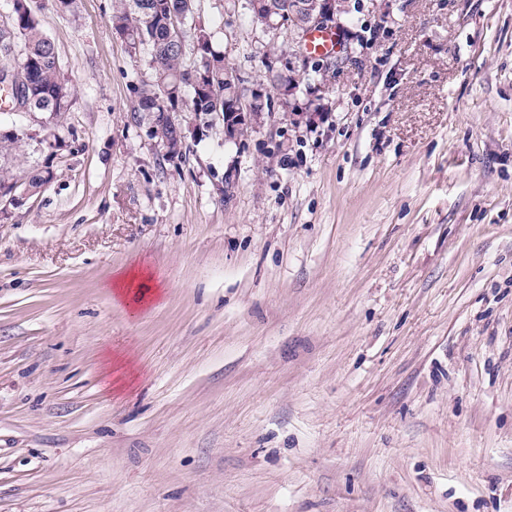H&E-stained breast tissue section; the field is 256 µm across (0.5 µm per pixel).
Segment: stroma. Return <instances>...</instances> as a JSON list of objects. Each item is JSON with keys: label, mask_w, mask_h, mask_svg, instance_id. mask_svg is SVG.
I'll return each instance as SVG.
<instances>
[{"label": "stroma", "mask_w": 512, "mask_h": 512, "mask_svg": "<svg viewBox=\"0 0 512 512\" xmlns=\"http://www.w3.org/2000/svg\"><path fill=\"white\" fill-rule=\"evenodd\" d=\"M113 2L30 0L73 103L0 113L65 141L0 220V512H512V0H349L287 96V28L196 0L268 110L175 157ZM149 277V278H148ZM151 279V274L145 270H131L117 276L114 282L116 295L122 299H127L131 293V288H134V295L132 299L137 304H142L146 301V297L150 294H155L156 290L152 291L151 287L146 284V281ZM139 282L135 285V281Z\"/></svg>", "instance_id": "stroma-1"}]
</instances>
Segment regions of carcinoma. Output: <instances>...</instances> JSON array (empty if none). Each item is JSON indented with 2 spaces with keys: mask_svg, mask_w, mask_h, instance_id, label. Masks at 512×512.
Here are the masks:
<instances>
[{
  "mask_svg": "<svg viewBox=\"0 0 512 512\" xmlns=\"http://www.w3.org/2000/svg\"><path fill=\"white\" fill-rule=\"evenodd\" d=\"M183 2L186 44L172 36L177 2ZM9 29H0V71L11 66L15 41L22 44L25 79L23 92H10V111L59 113L69 110L73 90L61 70L54 42L42 30L29 0H11ZM111 27L126 35L130 53L149 57L152 76L138 90V111L146 113L152 134L166 152L181 153L182 131L173 128L170 112L232 111V102L245 95L240 79L217 48L216 32L194 23L190 0H114ZM24 135L19 130L0 131V159L20 156ZM52 176L49 166L24 175L0 165V190L18 189V183L39 188Z\"/></svg>",
  "mask_w": 512,
  "mask_h": 512,
  "instance_id": "carcinoma-1",
  "label": "carcinoma"
}]
</instances>
